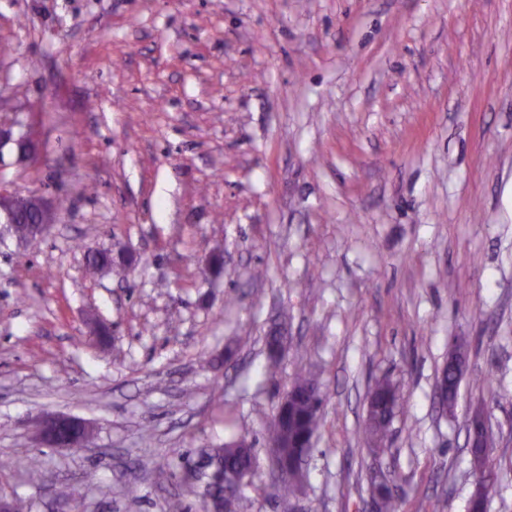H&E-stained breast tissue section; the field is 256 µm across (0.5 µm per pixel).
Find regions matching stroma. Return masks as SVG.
Masks as SVG:
<instances>
[{
    "label": "stroma",
    "mask_w": 512,
    "mask_h": 512,
    "mask_svg": "<svg viewBox=\"0 0 512 512\" xmlns=\"http://www.w3.org/2000/svg\"><path fill=\"white\" fill-rule=\"evenodd\" d=\"M0 122L40 146L0 187L60 201L38 240L0 224L1 494L201 512L178 472L243 439L237 512H365L374 472L399 512H468L481 407L488 512H512V0H0ZM299 370L327 403L286 498L266 430ZM55 415L91 429L80 451L41 442ZM369 397L388 405L387 413L382 412L379 416L365 420L364 434L371 442L383 444L389 434V428L392 422V414L399 407L402 400V392L399 386L389 379L383 378L375 382L369 391ZM474 412V411H473ZM469 417L467 424V445L469 447L480 444L484 446V448H477V452L473 454L475 463L477 467L483 470L486 474L497 476V464L495 460L489 455L488 448L491 443V435L490 431L484 416L479 410H476ZM473 418H477L474 420ZM476 425H479L482 429V436L479 438V441L476 442L473 436L474 428ZM476 482H475V491L483 495L486 499V503L489 499L490 492L494 486V478L488 477L486 474L482 473L479 470H476Z\"/></svg>",
    "instance_id": "1"
}]
</instances>
